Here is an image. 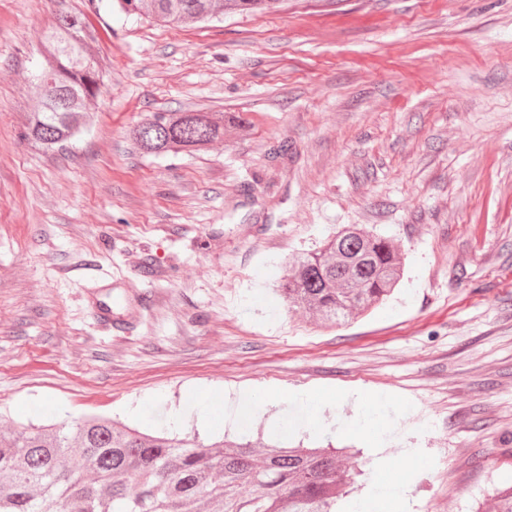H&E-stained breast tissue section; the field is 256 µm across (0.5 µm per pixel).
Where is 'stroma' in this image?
Returning <instances> with one entry per match:
<instances>
[{"mask_svg": "<svg viewBox=\"0 0 512 512\" xmlns=\"http://www.w3.org/2000/svg\"><path fill=\"white\" fill-rule=\"evenodd\" d=\"M69 6L105 89L46 151L21 109L55 13L0 0V433L96 416L154 435L176 409L205 445L339 447L337 512L407 474L411 512H493L512 484V0H280L193 27ZM188 111L231 122L200 153L133 150L152 113ZM347 224L392 240L404 275L330 326L274 290Z\"/></svg>", "mask_w": 512, "mask_h": 512, "instance_id": "1", "label": "stroma"}]
</instances>
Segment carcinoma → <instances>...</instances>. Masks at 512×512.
Wrapping results in <instances>:
<instances>
[{
  "mask_svg": "<svg viewBox=\"0 0 512 512\" xmlns=\"http://www.w3.org/2000/svg\"><path fill=\"white\" fill-rule=\"evenodd\" d=\"M126 16L190 25L227 11L251 13L278 0H98ZM97 30L63 9L41 41L43 66L33 86L36 108L25 136L45 149H64L80 131L84 105L102 92L95 58ZM224 133L222 112H156L132 130L149 154L195 152ZM403 277L397 248L355 224L289 265L277 288L290 306L333 324L353 319L392 295ZM347 485L336 451L249 444L204 446L141 433L91 418L16 430L0 437V512H127L143 500L151 512H335Z\"/></svg>",
  "mask_w": 512,
  "mask_h": 512,
  "instance_id": "carcinoma-1",
  "label": "carcinoma"
}]
</instances>
